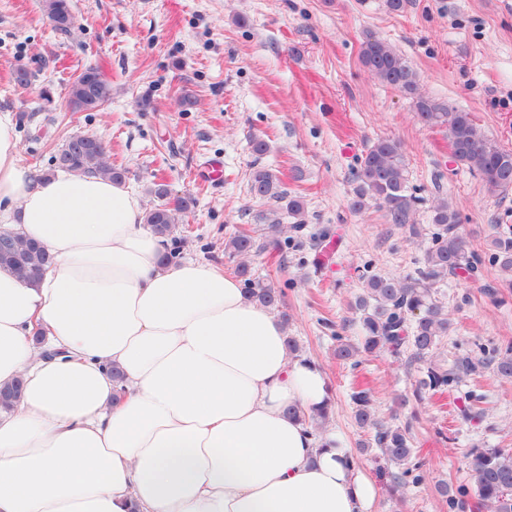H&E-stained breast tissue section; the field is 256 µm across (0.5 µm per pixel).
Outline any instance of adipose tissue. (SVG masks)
Returning a JSON list of instances; mask_svg holds the SVG:
<instances>
[{
    "label": "adipose tissue",
    "mask_w": 512,
    "mask_h": 512,
    "mask_svg": "<svg viewBox=\"0 0 512 512\" xmlns=\"http://www.w3.org/2000/svg\"><path fill=\"white\" fill-rule=\"evenodd\" d=\"M123 183L36 178L0 114V233L53 257L0 267V512H374L376 486L306 415L330 382L235 276L163 248ZM300 417L289 416V408ZM10 252L5 255L0 247V266L11 269L16 277L25 283L39 281L50 257L47 251L36 243L19 235L12 236Z\"/></svg>",
    "instance_id": "1"
}]
</instances>
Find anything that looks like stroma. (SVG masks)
Returning a JSON list of instances; mask_svg holds the SVG:
<instances>
[{"instance_id": "35a3bbf8", "label": "stroma", "mask_w": 512, "mask_h": 512, "mask_svg": "<svg viewBox=\"0 0 512 512\" xmlns=\"http://www.w3.org/2000/svg\"><path fill=\"white\" fill-rule=\"evenodd\" d=\"M76 24L54 31L41 0H0V113L15 120L22 163L37 175L57 172L55 157L69 137L91 134L125 168V185L143 208L157 202L153 183L191 195L179 261L234 274L224 242L240 230L261 232L252 198L250 142L264 138L263 164L280 178L297 169L306 234L328 229L330 240L287 255L269 251L251 265L264 283L287 291L288 331L315 360L335 393L328 423L378 490L376 512H448L441 486L470 483L469 448L512 452V380L492 370L468 378L466 389L487 398L481 420L461 416L455 402L418 400L421 376L409 349L384 351L359 368L337 360L336 335L359 340L352 304L362 292L354 268L372 261L385 275L405 276L423 248L407 229L389 224L376 205L351 211V170L374 139L400 142L411 186L425 201L448 198L460 230L477 253L489 245L494 216L512 211V190H487L468 167L452 162L448 133L421 124L411 98L361 64L362 43L375 35L413 66L419 92L470 113L491 140L512 148V0H409L397 14L385 0H71ZM33 75L13 81L17 67ZM88 67L112 85V98L90 112L73 111L68 90ZM194 106H181L183 96ZM222 161L219 182L204 178ZM437 297L457 326L434 354L451 362L480 346L512 342V289L495 268L481 286L453 280ZM372 390L378 416L410 425L423 460L424 482L392 488L384 461L359 428L349 394Z\"/></svg>"}]
</instances>
